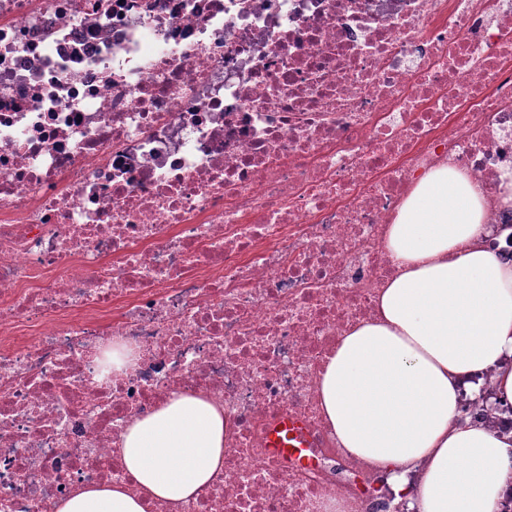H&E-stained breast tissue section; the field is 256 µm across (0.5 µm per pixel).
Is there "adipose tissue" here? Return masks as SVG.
<instances>
[{"mask_svg": "<svg viewBox=\"0 0 512 512\" xmlns=\"http://www.w3.org/2000/svg\"><path fill=\"white\" fill-rule=\"evenodd\" d=\"M487 199L451 165L429 170L387 229L399 266L380 316L351 328L320 375V407L352 457L388 474L409 512H496L512 493V432L460 417L492 373L512 404V264L478 238ZM222 406L181 394L121 436L122 484L82 486L56 512H146L194 496L224 463Z\"/></svg>", "mask_w": 512, "mask_h": 512, "instance_id": "ef3b65f1", "label": "adipose tissue"}]
</instances>
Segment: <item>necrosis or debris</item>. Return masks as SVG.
I'll list each match as a JSON object with an SVG mask.
<instances>
[{"label": "necrosis or debris", "mask_w": 512, "mask_h": 512, "mask_svg": "<svg viewBox=\"0 0 512 512\" xmlns=\"http://www.w3.org/2000/svg\"><path fill=\"white\" fill-rule=\"evenodd\" d=\"M444 162L512 258V0H0V512L127 482L125 428L186 393L224 465L147 512H396L318 381ZM269 441L276 448L284 450L303 447L301 432L288 425L280 426L274 429L269 437Z\"/></svg>", "instance_id": "obj_1"}]
</instances>
